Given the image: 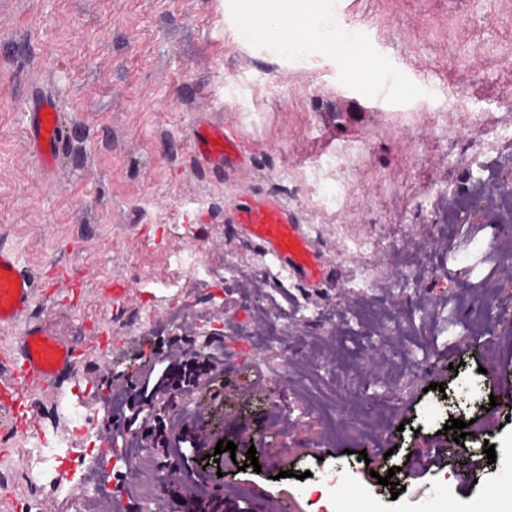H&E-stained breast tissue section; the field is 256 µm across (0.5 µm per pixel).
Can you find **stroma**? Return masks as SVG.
Returning a JSON list of instances; mask_svg holds the SVG:
<instances>
[{
    "mask_svg": "<svg viewBox=\"0 0 512 512\" xmlns=\"http://www.w3.org/2000/svg\"><path fill=\"white\" fill-rule=\"evenodd\" d=\"M333 3L356 54L241 43L231 0H0V245L37 280L28 320L85 353L94 446L106 442L105 412L126 410L143 343L173 358L201 347L223 358L182 427L202 449L168 469L174 491L186 469L219 472L220 489L198 491L222 512H326L321 488L362 472L358 451L386 442L394 452L378 476L400 481V495L370 476L339 497L338 512H497L512 473V407L501 409L504 425L460 446L446 425L486 412L494 373L512 356L506 336L476 333L487 300L503 293L501 273L479 289L465 277L485 254L498 263L512 252V224L462 241L448 216L466 199L446 186L508 153L512 0ZM387 79L393 94L376 103ZM39 93L62 117L49 176L27 137ZM202 114L239 125L251 168L225 175L195 159ZM331 189L340 199L326 210ZM254 191L282 196L306 224L334 269L322 288L269 266L233 224L238 199ZM199 262L211 278L198 280ZM401 275L421 287L399 292ZM416 362L444 391L414 380ZM253 368L265 382L239 388ZM25 390L41 432L81 448L58 407L69 377ZM435 437L447 458L405 477L410 451ZM221 440L236 452L216 453ZM38 502V512H117L99 489L77 508L50 492Z\"/></svg>",
    "mask_w": 512,
    "mask_h": 512,
    "instance_id": "35a3bbf8",
    "label": "stroma"
}]
</instances>
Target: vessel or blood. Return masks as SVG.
<instances>
[{
  "mask_svg": "<svg viewBox=\"0 0 512 512\" xmlns=\"http://www.w3.org/2000/svg\"><path fill=\"white\" fill-rule=\"evenodd\" d=\"M60 131L55 100L45 95L33 97L28 103V140L43 169L55 167ZM190 139L194 154L211 169L234 172L250 163L238 128L222 121H197ZM233 222L302 287L316 289L332 278L322 251L280 195L246 196L236 205ZM34 292V279L21 269L17 255L0 246L1 327L15 324L27 314ZM76 351L73 342L51 335L44 324H27L8 366L10 378L0 380V411L9 413L21 405L20 389L26 383L54 380L67 373L75 363Z\"/></svg>",
  "mask_w": 512,
  "mask_h": 512,
  "instance_id": "b4317fda",
  "label": "vessel or blood"
}]
</instances>
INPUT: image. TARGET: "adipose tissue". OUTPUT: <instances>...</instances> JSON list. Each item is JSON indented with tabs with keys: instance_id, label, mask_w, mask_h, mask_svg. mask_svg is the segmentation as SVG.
I'll return each mask as SVG.
<instances>
[{
	"instance_id": "ef3b65f1",
	"label": "adipose tissue",
	"mask_w": 512,
	"mask_h": 512,
	"mask_svg": "<svg viewBox=\"0 0 512 512\" xmlns=\"http://www.w3.org/2000/svg\"><path fill=\"white\" fill-rule=\"evenodd\" d=\"M316 4L317 0H239L237 33L246 42L317 48L324 42L320 30L302 24L303 17L315 14Z\"/></svg>"
}]
</instances>
